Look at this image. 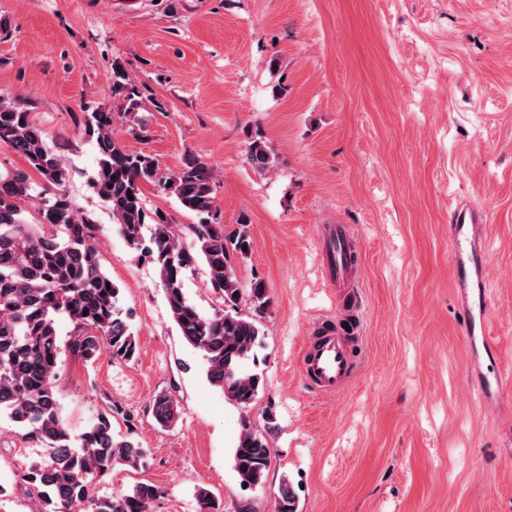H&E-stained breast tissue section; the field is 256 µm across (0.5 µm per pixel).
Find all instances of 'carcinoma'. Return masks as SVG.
<instances>
[{
    "label": "carcinoma",
    "instance_id": "cac0c4a2",
    "mask_svg": "<svg viewBox=\"0 0 512 512\" xmlns=\"http://www.w3.org/2000/svg\"><path fill=\"white\" fill-rule=\"evenodd\" d=\"M112 73L124 111H137L143 104L141 93L119 63L113 64ZM112 126L109 111L95 108L85 115L84 131L95 138L99 153L91 188L108 205L129 247L154 263L181 336L203 353L208 381L228 401L247 408L263 379L245 371L243 364L264 334L263 319L272 308L264 280L254 278L245 288L237 273L235 259L253 249L250 221L241 216L231 231L208 221L215 199L213 165L189 153L178 170H163L150 154L126 149ZM0 145L23 157L29 167L0 174V413L7 414L21 439L42 450L40 460L20 479L44 503L45 512H151L161 496L153 484L138 482L101 498L89 495L93 481L112 468L136 470L146 461V450L138 442L113 431L112 406L74 433L64 424L56 398L61 352L86 365L105 350L119 361H131L138 353L137 336L120 306V288L102 265L95 221L67 194V167L18 101L0 98ZM248 162L259 171L273 167V153L263 139L249 145ZM31 170L53 188L50 196L41 198L38 219L32 223L21 207L31 199ZM145 183L173 195L184 210L203 216L191 228L193 247L183 245L164 212L146 209ZM148 224L154 229L147 240L143 229ZM199 262L206 267L208 287L222 302L210 315L203 314L183 288L186 272ZM59 314L73 324V334L65 340L56 326ZM152 413L164 428L175 426L181 416L168 392L155 396ZM271 451L266 434L243 424L233 452L243 486L264 482ZM196 499L199 512H223L202 486L196 489ZM274 512H298L297 494L286 477L280 481Z\"/></svg>",
    "mask_w": 512,
    "mask_h": 512
}]
</instances>
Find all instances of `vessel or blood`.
<instances>
[{
  "label": "vessel or blood",
  "mask_w": 512,
  "mask_h": 512,
  "mask_svg": "<svg viewBox=\"0 0 512 512\" xmlns=\"http://www.w3.org/2000/svg\"><path fill=\"white\" fill-rule=\"evenodd\" d=\"M483 212L474 205H457L452 214V237L456 244L454 263L458 285L475 283L478 292L465 322L468 338L489 339L491 307L483 288L485 266L484 252L480 247L483 238ZM322 263L327 278L337 287H351L350 273L354 256L350 248V228L345 224H332L325 230L321 242ZM358 361L354 356L348 336L336 329L320 336L303 361L308 383L321 396L332 397L342 392L356 372ZM479 396L496 394L512 395V379L501 372H490L485 383L477 384Z\"/></svg>",
  "instance_id": "obj_1"
}]
</instances>
